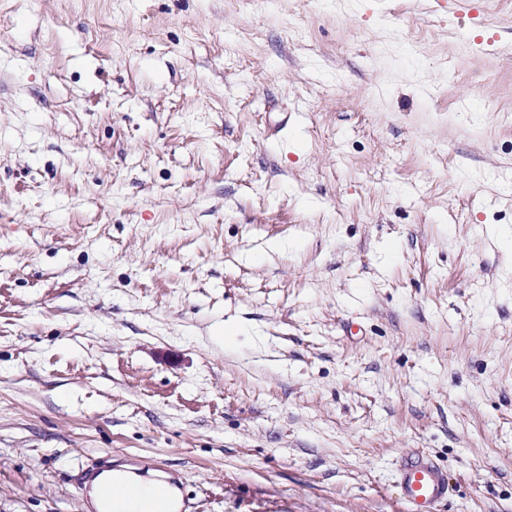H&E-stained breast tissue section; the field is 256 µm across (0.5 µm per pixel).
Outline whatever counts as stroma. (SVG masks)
<instances>
[{"mask_svg":"<svg viewBox=\"0 0 512 512\" xmlns=\"http://www.w3.org/2000/svg\"><path fill=\"white\" fill-rule=\"evenodd\" d=\"M507 231L512 0H0V512H512ZM126 467L117 469L109 459L103 457L89 467L84 474L81 490L83 494L94 492L103 504L111 505L117 498L132 499L144 488L142 498L133 506L117 504L115 510L124 512H188L181 478L172 471L155 463L142 460H127ZM157 473V484H161L162 493L154 500L156 487L151 482L140 484L138 477L145 471ZM400 484L404 499L413 512H433L448 498L445 474L428 458L407 461L400 471Z\"/></svg>","mask_w":512,"mask_h":512,"instance_id":"1","label":"stroma"}]
</instances>
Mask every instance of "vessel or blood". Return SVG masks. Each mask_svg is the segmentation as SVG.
Wrapping results in <instances>:
<instances>
[{
  "label": "vessel or blood",
  "mask_w": 512,
  "mask_h": 512,
  "mask_svg": "<svg viewBox=\"0 0 512 512\" xmlns=\"http://www.w3.org/2000/svg\"><path fill=\"white\" fill-rule=\"evenodd\" d=\"M155 470L161 494L153 502V512H187L186 498L180 477L164 467H152L142 460L127 461L125 467L112 465L100 458L89 467L83 478L82 492L95 493L105 504L116 499L135 498L139 493L141 473ZM400 484L405 501L413 512H436L448 497V483L443 470L432 460L418 457L407 461L400 471Z\"/></svg>",
  "instance_id": "1"
}]
</instances>
